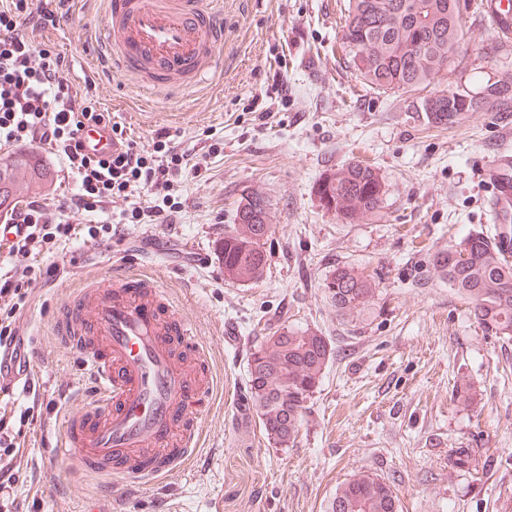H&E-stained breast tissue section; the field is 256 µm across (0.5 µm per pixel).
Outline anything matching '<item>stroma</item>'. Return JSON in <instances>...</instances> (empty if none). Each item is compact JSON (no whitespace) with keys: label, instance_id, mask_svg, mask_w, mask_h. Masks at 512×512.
<instances>
[{"label":"stroma","instance_id":"obj_1","mask_svg":"<svg viewBox=\"0 0 512 512\" xmlns=\"http://www.w3.org/2000/svg\"><path fill=\"white\" fill-rule=\"evenodd\" d=\"M221 72L194 90L144 95L133 78L109 76L94 99L138 149L168 131L192 165L175 176L180 212L171 224H123L111 249L95 242L37 255L43 285L17 321L36 355L37 421L20 443L41 478L20 484L19 512H80L98 498V477L61 463L53 448L79 391L81 361L55 332V312L111 267L142 266L207 346L213 393L199 419L203 466L168 478L167 512H326L336 488L368 470L394 489L401 512H512V340L484 332L432 259L470 232L496 229L483 172L512 145V111L476 112L441 130L419 111L422 92L362 90L340 48L345 0H222ZM103 18V0H73L70 15L40 40L73 64ZM469 50L435 89L480 92L512 77V45L465 14ZM271 99L269 111L256 106ZM224 149L210 153L212 143ZM38 154L48 182L22 200L46 199L65 220L71 178L62 158ZM364 159L388 191L374 217L337 223L315 194L326 171ZM264 196L273 233L264 278L224 277L216 254L236 209ZM384 272L370 313L340 319L323 284L337 265ZM326 336L335 356L305 404L294 445L275 448L246 398L247 355L267 327ZM473 384L470 406L454 399ZM469 449L472 467L448 464Z\"/></svg>","mask_w":512,"mask_h":512}]
</instances>
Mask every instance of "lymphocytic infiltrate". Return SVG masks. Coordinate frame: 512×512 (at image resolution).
Returning a JSON list of instances; mask_svg holds the SVG:
<instances>
[{"mask_svg":"<svg viewBox=\"0 0 512 512\" xmlns=\"http://www.w3.org/2000/svg\"><path fill=\"white\" fill-rule=\"evenodd\" d=\"M71 10L72 0H0V148L50 146L73 178L66 204L85 218L78 225L61 221L38 199L12 214L18 230L5 245L12 264L0 272V398L6 400L18 394L34 401L40 397L25 342L14 328L41 282L33 256L81 239L111 242L112 206L133 190L142 192L147 203L132 208V223H171L157 197L172 189L173 176L189 164L184 151L163 139L154 153L139 150L122 128L113 126L110 113L95 107L93 85H75L63 58L31 38V31L56 28ZM99 125L112 129L114 150L107 159L82 153L78 142L81 131ZM34 422L27 407L0 412L1 499L9 498L19 481L37 480L36 466L22 465L19 444Z\"/></svg>","mask_w":512,"mask_h":512,"instance_id":"obj_1","label":"lymphocytic infiltrate"}]
</instances>
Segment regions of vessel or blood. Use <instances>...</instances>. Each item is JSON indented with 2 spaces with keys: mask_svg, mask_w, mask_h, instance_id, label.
<instances>
[{
  "mask_svg": "<svg viewBox=\"0 0 512 512\" xmlns=\"http://www.w3.org/2000/svg\"><path fill=\"white\" fill-rule=\"evenodd\" d=\"M106 39L92 46L84 78L116 72L141 91L200 84L221 68L224 11L216 0H105ZM86 152L111 151L106 130L82 133ZM497 221L512 223V154L488 173ZM56 332L77 350L91 386L87 401L63 420L55 453L111 483L122 499L143 482L162 486L195 464L204 438L197 405L213 390L209 352L186 318L145 274L105 271L61 309Z\"/></svg>",
  "mask_w": 512,
  "mask_h": 512,
  "instance_id": "b4317fda",
  "label": "vessel or blood"
}]
</instances>
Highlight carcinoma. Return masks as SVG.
Segmentation results:
<instances>
[{
  "instance_id": "cac0c4a2",
  "label": "carcinoma",
  "mask_w": 512,
  "mask_h": 512,
  "mask_svg": "<svg viewBox=\"0 0 512 512\" xmlns=\"http://www.w3.org/2000/svg\"><path fill=\"white\" fill-rule=\"evenodd\" d=\"M468 0H348L340 41L348 63L366 87L378 92H413L431 86L444 72L462 63L467 32L462 24ZM452 111L430 112L423 99L427 124L451 129L474 112H499L512 107V80L487 84L481 95L456 90ZM317 181L322 207L342 224H357L375 216L387 193L380 170L350 161ZM48 172L34 152H15L0 159V212L19 202L23 180L36 182ZM236 210L237 224L224 232L221 246L224 278L248 284L262 278L266 244L272 233L264 198L253 193ZM435 270L468 303L470 318L485 332L512 339V257L505 245L476 231L434 257ZM382 282L339 265L324 288L336 315L354 318L370 311ZM334 357L326 337L314 330L280 325L250 347L248 395L268 443L286 448L298 435L304 403L319 386ZM328 512H399L392 486L380 476L361 470L336 488Z\"/></svg>"
}]
</instances>
